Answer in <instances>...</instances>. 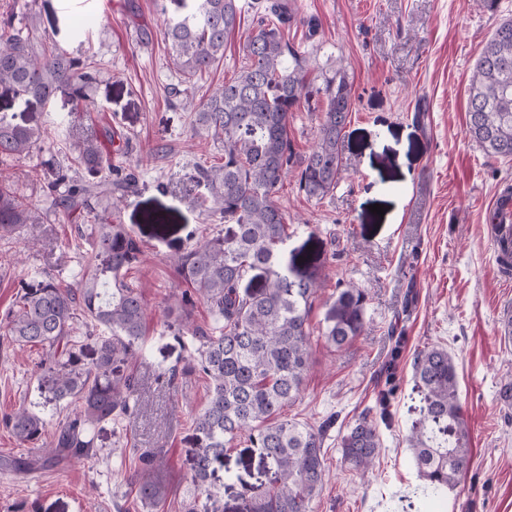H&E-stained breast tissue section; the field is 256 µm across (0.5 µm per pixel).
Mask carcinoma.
Segmentation results:
<instances>
[{"instance_id": "carcinoma-1", "label": "carcinoma", "mask_w": 512, "mask_h": 512, "mask_svg": "<svg viewBox=\"0 0 512 512\" xmlns=\"http://www.w3.org/2000/svg\"><path fill=\"white\" fill-rule=\"evenodd\" d=\"M186 13L166 22L171 64L184 86V109L195 127L221 145L224 162L199 165L180 177L191 191L204 186L224 230L208 235L173 258L190 285L175 297L164 327L192 337L194 354L169 383L195 373L208 382L207 400L193 420L195 452L191 487L181 512H212L217 496L209 478L214 464L246 438L267 468L268 488L256 494L249 512H313L330 474L324 452L327 419L315 426L285 416L302 392L310 368L313 335L342 349L366 329L367 293L355 285L336 289L326 325L314 332L309 323L313 300L322 288L319 271L286 258L288 217L276 195L291 171L297 190L320 201L332 192L344 171L343 133L355 92L343 62L322 73L325 109L313 149L299 155L288 138L312 58L284 40L279 26L296 20L283 0L251 3L255 31L248 36L246 62L236 76L195 103L198 77L224 60V44L241 23V0H190ZM99 71L48 42L36 17L15 23L0 19V84L47 101L62 85L73 87L75 111L87 108L89 90ZM468 131L486 154L512 161V19L500 22L476 59L469 87ZM47 137L40 126L17 124L0 116V158H21ZM70 156L42 161V193L53 212L83 219L78 226L88 245L80 279L71 284L48 274L23 283L5 316L4 336L19 346H39L40 366L50 400L72 412L56 419L50 442L43 441L48 421L25 406L5 415L3 425L19 444L41 456L17 463L31 472L65 459L97 455L96 429L132 421L140 406L139 380L129 366L144 359L145 304L124 281L139 261L141 241L118 223L120 203L135 191L133 171L113 167L112 152L95 134L69 142ZM46 212L23 195L7 177L0 179V236L25 224H41ZM262 278L255 291H241L252 274ZM204 302L214 323L191 322ZM92 350H87L88 341ZM415 379L423 392L421 418L405 443L413 454L426 498L454 487L471 459L469 430L458 403L457 371L448 350L432 346L417 354ZM388 394L379 411L368 409L340 439L342 462L360 474L374 464L383 442L378 421L387 417ZM140 499L165 512L169 496L162 473L166 448H134Z\"/></svg>"}]
</instances>
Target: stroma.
Segmentation results:
<instances>
[{
	"label": "stroma",
	"mask_w": 512,
	"mask_h": 512,
	"mask_svg": "<svg viewBox=\"0 0 512 512\" xmlns=\"http://www.w3.org/2000/svg\"><path fill=\"white\" fill-rule=\"evenodd\" d=\"M317 25L282 27L301 47L318 46L314 69L289 136L296 152L317 140L325 102L317 89L322 68L344 60L355 103L344 131V172L324 199L308 200L287 179L276 200L288 217V251L298 264L321 267L325 282L313 306V328L324 327L337 283L368 292L370 327L349 347L317 341L313 366L288 417L320 424L335 417L324 444L330 481L314 512H417L422 481L404 442L418 419L423 395L412 376L416 353L448 350L458 376V397L471 434L472 463L449 490L438 512H512V406L499 390L512 379V341L500 319L512 311V283L502 279L487 235L495 197L512 187V161L487 155L467 128L468 88L475 61L498 23L512 18V0H289ZM180 0H0V16L36 15L50 43L100 66L83 125L111 131L114 144L131 141L138 160V187L121 211L122 224L139 238L144 255L124 275L147 307L144 363L134 368L142 402L128 443L111 424L98 427L96 457L29 473L10 464L23 448L0 423V512H152L136 497L127 475L129 447L169 451L168 512H178L192 474V419L207 399V383L194 378L171 390L166 374L189 359V336L163 327L169 295L185 283L171 256L204 235L217 217L203 214L194 198L174 189L197 162L220 161L222 151L198 133L171 89L179 81L169 62L164 20L183 13ZM91 20L82 39L72 32ZM245 10L229 38L224 61L196 84V98L231 78L244 58L254 26ZM150 34L140 42V30ZM75 107L70 86L50 101L22 97L0 85V115L49 130L40 150L0 163V174L43 203L41 163L64 155ZM383 206L384 215L371 211ZM166 213L165 225L146 221ZM76 222L49 215L0 238V315L12 307L22 282L46 273L73 277L80 270ZM42 359L38 346L19 347L0 335V419L20 405L53 414L37 390ZM392 388V423L381 427L383 448L366 479L340 461L338 442L349 425ZM265 478L249 443L231 448L210 477L223 512H248Z\"/></svg>",
	"instance_id": "obj_1"
}]
</instances>
